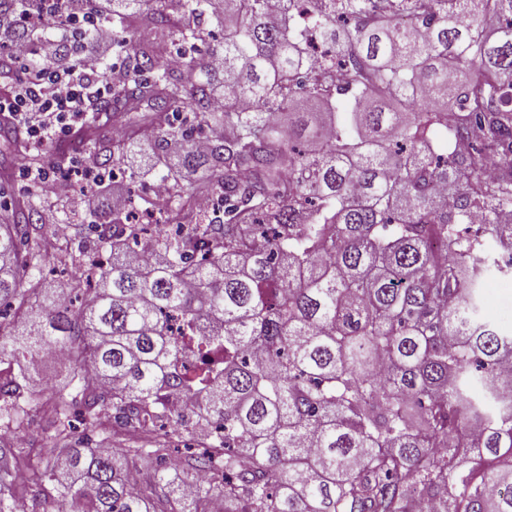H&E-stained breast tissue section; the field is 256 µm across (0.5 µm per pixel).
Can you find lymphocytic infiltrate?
I'll use <instances>...</instances> for the list:
<instances>
[{"mask_svg":"<svg viewBox=\"0 0 512 512\" xmlns=\"http://www.w3.org/2000/svg\"><path fill=\"white\" fill-rule=\"evenodd\" d=\"M83 22L92 34V50L60 66L56 63L58 45L44 35L42 17L30 20L33 38L22 45L39 61L24 65L15 94L0 99V115L28 124L37 141L68 133L98 103L102 87L123 78L122 69L103 66L105 54L112 51L111 26L90 13L84 14Z\"/></svg>","mask_w":512,"mask_h":512,"instance_id":"1","label":"lymphocytic infiltrate"}]
</instances>
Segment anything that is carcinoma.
Masks as SVG:
<instances>
[{
    "mask_svg": "<svg viewBox=\"0 0 512 512\" xmlns=\"http://www.w3.org/2000/svg\"><path fill=\"white\" fill-rule=\"evenodd\" d=\"M44 2L0 0V21L24 42ZM300 2L101 14L129 78L54 152H103L148 112L152 166L198 178L70 225L59 261L87 272L45 305L32 216L53 202L0 200V512L33 408L55 448L25 492L56 512H512V335L479 316L512 274V0H308L317 72ZM48 351L72 391L29 388ZM77 406L95 448L71 447ZM114 422L144 437L106 451Z\"/></svg>",
    "mask_w": 512,
    "mask_h": 512,
    "instance_id": "cac0c4a2",
    "label": "carcinoma"
}]
</instances>
